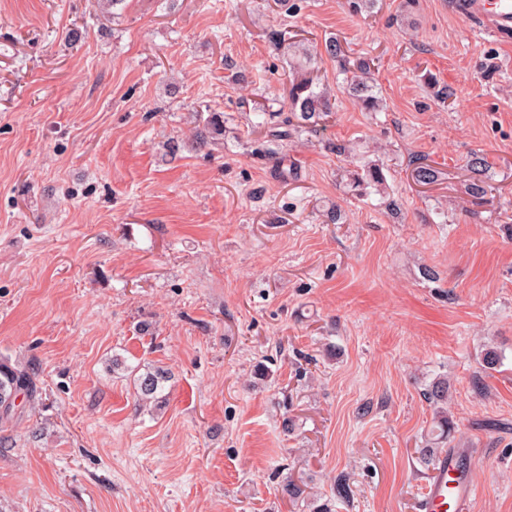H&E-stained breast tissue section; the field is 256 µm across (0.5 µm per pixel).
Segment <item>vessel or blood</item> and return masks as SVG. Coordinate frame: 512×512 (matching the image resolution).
Returning a JSON list of instances; mask_svg holds the SVG:
<instances>
[{"label": "vessel or blood", "instance_id": "1", "mask_svg": "<svg viewBox=\"0 0 512 512\" xmlns=\"http://www.w3.org/2000/svg\"><path fill=\"white\" fill-rule=\"evenodd\" d=\"M456 12L487 20L497 31H512V0H455ZM465 451L449 449L438 457L420 501L421 512H470L475 489L461 465Z\"/></svg>", "mask_w": 512, "mask_h": 512}]
</instances>
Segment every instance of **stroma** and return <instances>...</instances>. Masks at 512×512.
<instances>
[{"instance_id":"35a3bbf8","label":"stroma","mask_w":512,"mask_h":512,"mask_svg":"<svg viewBox=\"0 0 512 512\" xmlns=\"http://www.w3.org/2000/svg\"><path fill=\"white\" fill-rule=\"evenodd\" d=\"M451 2L0 0V512H420L438 380L512 512V36ZM305 71L331 110L272 140ZM24 392L31 397L37 392L34 376L28 371L16 370L0 364V421L9 419L12 402L18 393Z\"/></svg>"}]
</instances>
